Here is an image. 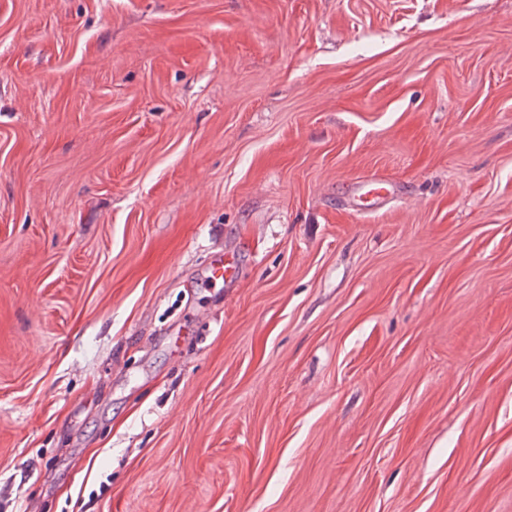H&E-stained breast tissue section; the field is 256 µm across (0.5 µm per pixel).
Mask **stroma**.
<instances>
[{
	"label": "stroma",
	"mask_w": 512,
	"mask_h": 512,
	"mask_svg": "<svg viewBox=\"0 0 512 512\" xmlns=\"http://www.w3.org/2000/svg\"><path fill=\"white\" fill-rule=\"evenodd\" d=\"M0 512H512V0H0ZM234 275V262L226 253L220 252L212 259L208 269V279L211 283H227Z\"/></svg>",
	"instance_id": "1"
}]
</instances>
